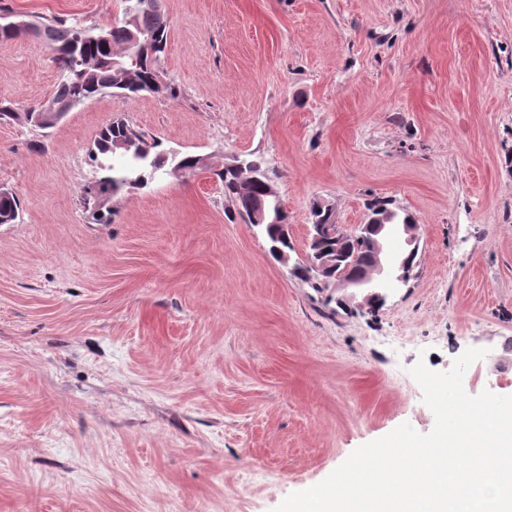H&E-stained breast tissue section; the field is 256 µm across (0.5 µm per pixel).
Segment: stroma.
I'll list each match as a JSON object with an SVG mask.
<instances>
[{
	"mask_svg": "<svg viewBox=\"0 0 512 512\" xmlns=\"http://www.w3.org/2000/svg\"><path fill=\"white\" fill-rule=\"evenodd\" d=\"M178 99L112 93L54 127L0 120V512H274L359 446L434 426L417 361L486 356L467 394L512 395V0H162ZM102 28L121 0H0ZM59 79L44 39L0 41L20 109ZM122 119L191 172L127 188L95 224L88 153ZM261 158L290 265L229 218L216 176ZM412 215L407 283L343 310L292 273L310 212L345 230Z\"/></svg>",
	"mask_w": 512,
	"mask_h": 512,
	"instance_id": "1",
	"label": "stroma"
}]
</instances>
